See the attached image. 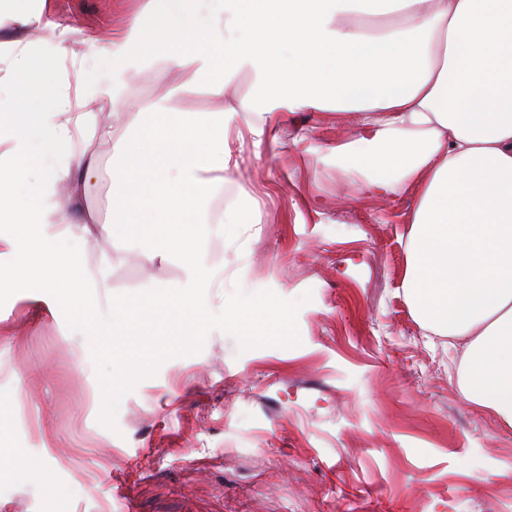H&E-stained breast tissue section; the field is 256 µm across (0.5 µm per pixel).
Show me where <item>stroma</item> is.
I'll list each match as a JSON object with an SVG mask.
<instances>
[{
  "instance_id": "obj_1",
  "label": "stroma",
  "mask_w": 512,
  "mask_h": 512,
  "mask_svg": "<svg viewBox=\"0 0 512 512\" xmlns=\"http://www.w3.org/2000/svg\"><path fill=\"white\" fill-rule=\"evenodd\" d=\"M147 0H50L34 40L119 34ZM360 132L354 112L284 113L275 143L230 136L236 174L210 194L258 207L245 224H202L207 305L234 287L312 298L301 343L239 351L211 331L200 352L164 361L99 421L87 339L48 294L0 308V400L11 407L18 468L0 475V512H512V432L468 403L460 350L425 331L407 302L406 244L417 193L362 190L334 149ZM94 264L108 296L186 285L182 258L62 238Z\"/></svg>"
}]
</instances>
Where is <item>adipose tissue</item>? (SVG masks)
<instances>
[{
  "instance_id": "ef3b65f1",
  "label": "adipose tissue",
  "mask_w": 512,
  "mask_h": 512,
  "mask_svg": "<svg viewBox=\"0 0 512 512\" xmlns=\"http://www.w3.org/2000/svg\"><path fill=\"white\" fill-rule=\"evenodd\" d=\"M148 0L122 35L33 45L26 0H0L14 15L0 42V223L21 272L95 313V273L64 260L59 233L99 231L110 248L179 254L189 281L206 279L198 224H241V207L200 202L230 175L228 131L245 123L263 140L282 113L354 110L358 139L336 155L366 174L365 189L416 188L405 295L421 325L464 339L463 397L512 430V0ZM110 76L92 84L94 112L77 111L65 79L94 57ZM162 63L218 103L234 78L254 74L258 93L203 115L127 95L128 72ZM110 146V223L88 198ZM26 184L28 201L13 197Z\"/></svg>"
}]
</instances>
